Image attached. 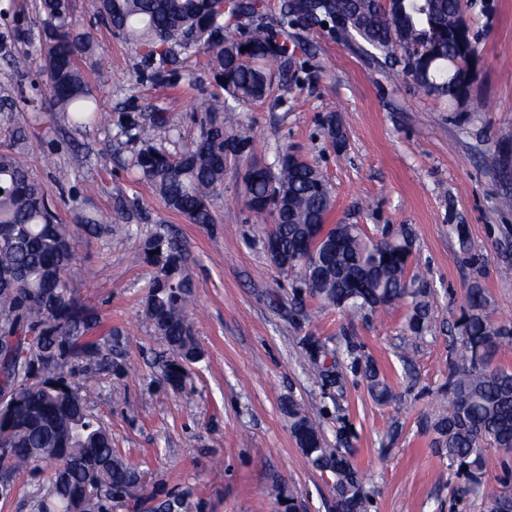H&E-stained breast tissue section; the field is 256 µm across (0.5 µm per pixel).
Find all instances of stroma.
Here are the masks:
<instances>
[{
    "instance_id": "1",
    "label": "stroma",
    "mask_w": 512,
    "mask_h": 512,
    "mask_svg": "<svg viewBox=\"0 0 512 512\" xmlns=\"http://www.w3.org/2000/svg\"><path fill=\"white\" fill-rule=\"evenodd\" d=\"M479 46L473 85L464 104L427 94L394 76L356 46L319 29H293V66L264 100L238 105L253 130L255 154L275 164L290 148L329 181L332 224H359L373 237L401 224L414 231L415 269L431 290L434 321L422 340L404 330L405 305L372 315L316 311L309 322L289 316L292 278L269 261L263 224L247 219L240 168L229 165L224 191L213 200L215 221L192 224L172 212L140 180L131 160L138 143L117 144L122 116L161 110L182 141L196 134L194 100L219 87L200 57L178 65L166 82L136 79L141 53L97 16L93 0H73L72 20L93 37L86 80L103 114L76 130L64 122L40 70L18 77L11 58L38 56V0H13L0 15V150L20 152L32 176L58 192L63 222L92 211L116 214L118 203L142 216L141 234L169 227L184 249L194 283L191 325L204 357L191 365L192 387L173 391L155 358L163 344L141 299L155 269L135 261L139 236L81 235L69 280L75 297L98 317L93 334L121 372L71 380L112 433V446L142 472L134 499L112 512H160L184 497L189 512H279L267 489L279 483L295 512H334L331 473L316 469L291 432L285 409L294 401L325 441L365 477L366 512H486L490 494L512 489V453L485 447L484 485L461 495L462 477L432 446L425 423L443 402L448 350L473 277H481L494 318L512 320V166H487L488 154L512 151V0H462ZM108 71L99 81L98 70ZM340 124L344 147L327 133ZM88 156L85 168L71 158ZM467 228L461 250L450 225ZM312 333L329 343L356 337L360 359L372 360L394 390L380 404L360 367L344 364L339 386L322 389L299 339ZM410 363H403V356Z\"/></svg>"
}]
</instances>
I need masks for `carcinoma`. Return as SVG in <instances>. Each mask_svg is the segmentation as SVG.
Masks as SVG:
<instances>
[{"mask_svg":"<svg viewBox=\"0 0 512 512\" xmlns=\"http://www.w3.org/2000/svg\"><path fill=\"white\" fill-rule=\"evenodd\" d=\"M97 9L118 34L143 50L142 75L162 81L180 57L204 55L224 90L198 103L199 132L178 155L144 144L136 154L141 177L166 206L191 224H213L212 198L224 188L229 163H245L243 193L253 220L274 219L266 250L280 271L298 278L290 312L308 318L304 296L322 308L353 316L403 303L405 330L422 338L433 319L430 290L412 269L414 237L403 225L379 239L358 224H329V182L312 163L286 148L276 165L254 156L251 129L224 132L236 104L271 95L276 73L288 68V30L328 26L348 42L373 50L372 58L400 55L402 72L428 94L451 103L467 99L465 78L477 48L464 23L460 0H285L267 20L265 0H97ZM70 0H40V60L53 104L75 129L100 118L83 62L92 52L89 36L69 23ZM248 19L229 26L226 15ZM426 47L421 60L417 45ZM65 224L49 190L36 181L22 156L0 152V472L22 469L46 475L48 492L37 512H112L141 480L137 466L115 454L104 423L88 412L65 368L81 362L88 378L112 368V360L88 336L97 320L72 296L68 272L76 258L79 230L112 233V217H77ZM141 254L155 275L144 297V313L165 345L161 372L181 391L189 365L203 357L192 335L188 303L193 283L185 273L180 245L161 232L142 239ZM445 384L446 405L430 422L436 447L457 468L467 467L464 493L476 492L485 477L482 448L512 451V371L493 364L512 346V320L491 316L483 284L470 285L457 319ZM308 358L327 357L326 341L300 337ZM363 375L372 397L394 398L371 363ZM291 429L312 465L335 476L336 512H362L363 476L293 403Z\"/></svg>","mask_w":512,"mask_h":512,"instance_id":"obj_1","label":"carcinoma"}]
</instances>
